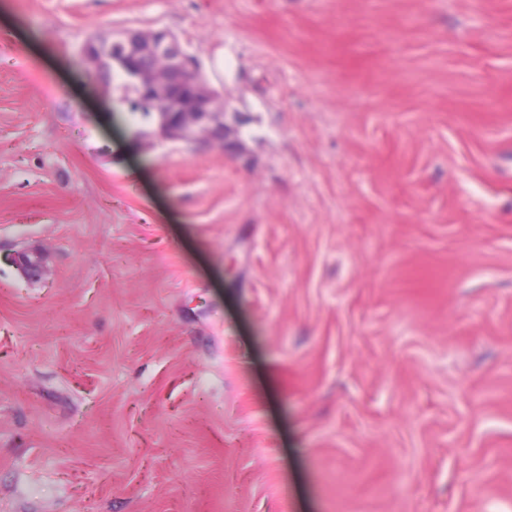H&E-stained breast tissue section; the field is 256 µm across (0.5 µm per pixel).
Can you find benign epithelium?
<instances>
[{"label":"benign epithelium","mask_w":512,"mask_h":512,"mask_svg":"<svg viewBox=\"0 0 512 512\" xmlns=\"http://www.w3.org/2000/svg\"><path fill=\"white\" fill-rule=\"evenodd\" d=\"M82 54L92 72H98L104 65L118 67L140 88L148 102L155 105L163 98L168 101L171 111L157 113L161 139L204 142L224 148V104L193 82L199 64L168 31L126 30L106 46L90 39L83 45ZM153 60L164 61V77L157 79L152 74L148 63Z\"/></svg>","instance_id":"obj_1"}]
</instances>
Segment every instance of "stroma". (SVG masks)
<instances>
[{"instance_id":"35a3bbf8","label":"stroma","mask_w":512,"mask_h":512,"mask_svg":"<svg viewBox=\"0 0 512 512\" xmlns=\"http://www.w3.org/2000/svg\"><path fill=\"white\" fill-rule=\"evenodd\" d=\"M5 3L0 512H512V0ZM113 46H117L119 52L113 53ZM82 54L96 77L106 84L110 83L115 71L123 79L121 86L126 91L136 94V84L152 105L162 98L168 101L170 112H163L162 106L155 107L161 139L204 142L224 149V104L214 99L202 85L193 82L199 64L171 33L166 30H126L106 46L100 40L89 39L83 45ZM153 60L164 61L163 78H155L149 69L148 63ZM103 65L122 69L134 84L117 68L100 70ZM156 111L142 113L149 115Z\"/></svg>"}]
</instances>
